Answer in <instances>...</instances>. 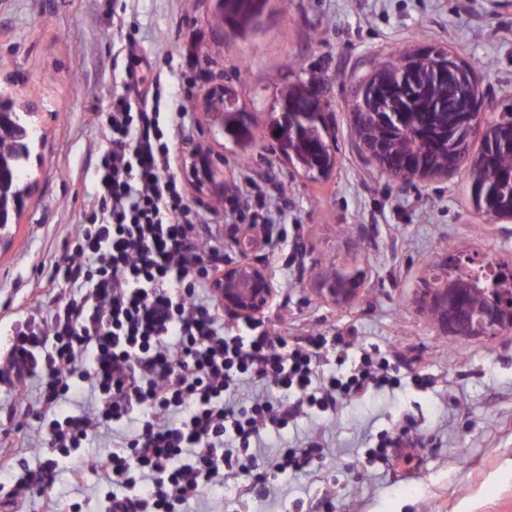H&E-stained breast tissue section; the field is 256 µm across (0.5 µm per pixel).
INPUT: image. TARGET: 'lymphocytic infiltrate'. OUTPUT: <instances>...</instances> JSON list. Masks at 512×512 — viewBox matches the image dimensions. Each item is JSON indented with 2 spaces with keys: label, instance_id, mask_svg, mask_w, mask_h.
I'll list each match as a JSON object with an SVG mask.
<instances>
[{
  "label": "lymphocytic infiltrate",
  "instance_id": "f902f5d3",
  "mask_svg": "<svg viewBox=\"0 0 512 512\" xmlns=\"http://www.w3.org/2000/svg\"><path fill=\"white\" fill-rule=\"evenodd\" d=\"M150 102L118 96L106 117L109 149L96 165L98 191L64 258L46 280L45 301L0 326V384H38L35 463L0 454V512H26L60 474L96 477L94 512H183L218 483L250 473V490L275 491L304 471L324 444L260 457L263 433L344 402L428 387L414 361L349 336H285L265 320H225L213 285L224 269V235L197 223L175 173L166 130L185 117L161 81ZM123 440L85 455L100 429Z\"/></svg>",
  "mask_w": 512,
  "mask_h": 512
}]
</instances>
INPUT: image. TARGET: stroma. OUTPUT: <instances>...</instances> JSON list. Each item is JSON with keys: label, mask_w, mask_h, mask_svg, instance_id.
<instances>
[{"label": "stroma", "mask_w": 512, "mask_h": 512, "mask_svg": "<svg viewBox=\"0 0 512 512\" xmlns=\"http://www.w3.org/2000/svg\"><path fill=\"white\" fill-rule=\"evenodd\" d=\"M126 6L130 26L112 11ZM251 36L224 35L214 0H0V92L29 109L42 137L21 174L32 190L0 234V312L39 299L96 191L109 146L102 125L125 94V51L141 71L189 100L172 130L187 200L224 232V260L248 257L276 298L264 317L278 334L351 332L358 343L417 358L424 390L377 392L336 414L314 413L264 436L265 452L322 437L326 451L267 496L239 497L250 477L219 484L187 512H512V333L483 340L443 335L418 308L425 281L448 257L491 256L512 267V220L472 206L465 170L402 184L366 161L351 134L354 87L373 66L419 46L455 51L473 66L488 111L512 103V0H270ZM296 71H289V63ZM314 83L335 164L306 178L266 135L290 78ZM230 90L261 135L241 148L214 127L207 103ZM261 189L226 202L243 179ZM266 210L272 223H252ZM358 277L348 305L320 297L322 266ZM409 420L414 460L364 466V451L393 422Z\"/></svg>", "instance_id": "stroma-1"}]
</instances>
